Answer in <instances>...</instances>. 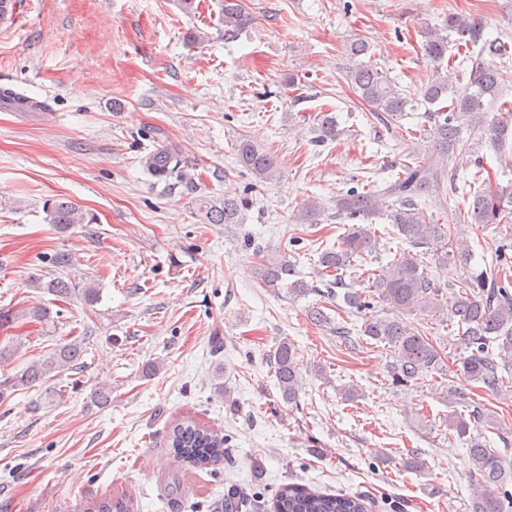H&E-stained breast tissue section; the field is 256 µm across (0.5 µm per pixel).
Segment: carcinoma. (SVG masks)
Wrapping results in <instances>:
<instances>
[{
    "mask_svg": "<svg viewBox=\"0 0 512 512\" xmlns=\"http://www.w3.org/2000/svg\"><path fill=\"white\" fill-rule=\"evenodd\" d=\"M251 23L252 17L241 0H224V35L230 37ZM446 30L460 36L468 50L464 69L467 82L459 90L448 76L441 75L448 60V35L437 28L429 30L421 49L434 63V74L423 90V97L430 103L447 100L449 104L431 112V129L423 134L426 144L411 162L401 166L394 179L367 191L349 189L336 194V217L355 220L357 224L335 247L319 254V274L326 278V290L300 277L296 263L285 255L265 260L259 267V276L264 285L283 288L294 296L315 292L334 298L338 296L337 289H344V304L365 314L360 335L391 348L387 376L394 385L406 386L433 372L448 371L447 354L431 339L435 335L433 328H414L403 321V317L410 315L431 317L435 325L448 329V335L457 336L460 346L469 352L457 360V376L497 395L512 388V377L502 373L505 364L512 361V266L500 251L481 271L467 272L444 287L432 277L431 264L446 267L468 259L469 224H512V193L492 183L483 158L473 160L472 180L465 179L463 185H458L459 168L464 157L473 152L461 137L463 128L480 125L492 147L502 150L507 145V136L512 131V103L499 102L507 73L497 65V60L511 56L512 46L501 39L485 38L482 26L454 12L448 14ZM369 51V44L362 39L348 45L350 66L345 70L346 79L357 97L370 107L372 116L382 121L396 120L406 111L409 100L386 72L370 61H363ZM317 129L319 144L333 141L341 134L336 119L328 115L318 118ZM234 151L239 165L256 181L264 182L274 176V156L253 141H238ZM179 165L180 159L166 151L150 154L144 161L146 172L157 179L178 172ZM476 184L481 188L472 193L468 211L461 218H453V223L435 224L424 213L422 201L429 197L431 188L442 186L455 196ZM249 205V198L236 193H226L219 200L209 196L196 200L197 211L207 224H236L241 211ZM46 212L48 223L63 231L76 224L96 223L93 214L63 198L52 201ZM383 213L409 248L395 253L385 265L363 270L362 278L369 285L360 292L348 287L344 276L348 270L360 268L366 256L376 251L378 240L364 222ZM322 215L319 203L309 201L302 207L301 220L305 224H319ZM53 264L57 268L53 278L45 282L38 277L33 280L34 287L62 300L80 296L89 305L98 301L100 289L95 283L71 273L70 254H56ZM376 302L385 304L399 317L366 314ZM16 319L46 326L54 322L50 308L42 305L17 312L0 310V325ZM87 352L84 339L58 344L47 357L0 382V398L10 390L30 389L54 372L79 365ZM271 363L282 399L288 404L297 402L303 376L294 347L286 341L279 343ZM471 416L470 422L461 416L448 422V429L466 439L477 479L471 512H512V494L506 490V485L512 483V462L487 447L483 430L494 428V423L483 409L474 405ZM168 448L176 472L184 466L217 464L227 453L224 438L191 417L171 423ZM214 512H266V504L248 501L231 484L224 491V498L214 506ZM274 512H366V498L286 484L274 498Z\"/></svg>",
    "mask_w": 512,
    "mask_h": 512,
    "instance_id": "1",
    "label": "carcinoma"
}]
</instances>
